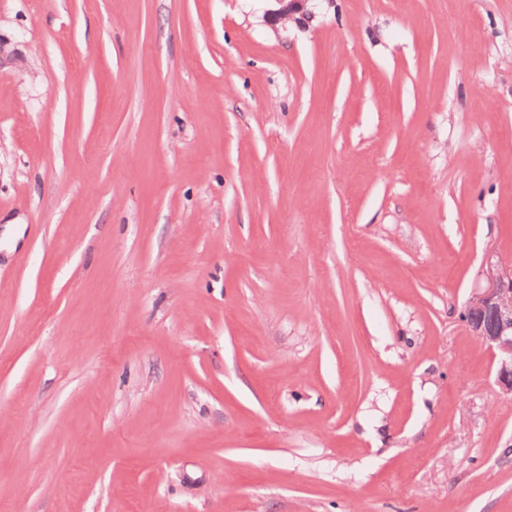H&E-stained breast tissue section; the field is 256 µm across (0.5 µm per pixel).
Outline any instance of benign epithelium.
<instances>
[{"mask_svg": "<svg viewBox=\"0 0 512 512\" xmlns=\"http://www.w3.org/2000/svg\"><path fill=\"white\" fill-rule=\"evenodd\" d=\"M275 8L267 10L269 20L277 24L296 22L308 16L309 0H273ZM464 318L469 331L492 354L496 361L497 383L512 394V264L491 262L484 287L471 297Z\"/></svg>", "mask_w": 512, "mask_h": 512, "instance_id": "7a95c632", "label": "benign epithelium"}]
</instances>
